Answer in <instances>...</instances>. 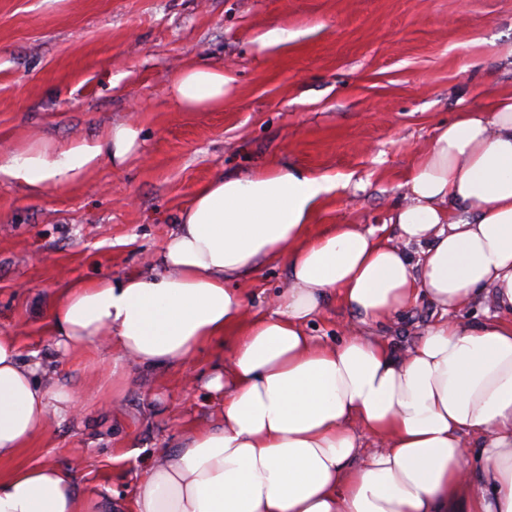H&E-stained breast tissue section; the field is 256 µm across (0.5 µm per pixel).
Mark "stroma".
<instances>
[{
    "label": "stroma",
    "mask_w": 512,
    "mask_h": 512,
    "mask_svg": "<svg viewBox=\"0 0 512 512\" xmlns=\"http://www.w3.org/2000/svg\"><path fill=\"white\" fill-rule=\"evenodd\" d=\"M272 28L296 32L260 51ZM232 77L218 112H187L169 86L190 65ZM512 92V0H0V144L60 147L129 122L140 149L79 185L31 195L0 180V336L50 363L80 417L51 416L0 472L48 463L86 496L130 499L144 459L220 417L203 379L223 345L159 370L106 351H64L46 333L52 296L80 279L160 269L180 209L211 178L289 165L335 182L313 231L383 222L439 126ZM284 261L262 263L244 293L272 311ZM351 319L327 299L307 323L333 344Z\"/></svg>",
    "instance_id": "1"
}]
</instances>
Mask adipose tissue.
<instances>
[{"instance_id":"ef3b65f1","label":"adipose tissue","mask_w":512,"mask_h":512,"mask_svg":"<svg viewBox=\"0 0 512 512\" xmlns=\"http://www.w3.org/2000/svg\"><path fill=\"white\" fill-rule=\"evenodd\" d=\"M232 83L194 65L171 96L189 112L220 109ZM139 137L118 122L54 152L1 149L0 178L34 194L65 189L125 164ZM404 188L387 241L355 224L312 233L326 178L286 166L220 174L178 213L162 272L55 294V345L108 344L144 370L231 338L205 383L223 392V414L146 462L131 502L81 497L70 472L43 464L0 477V512H512V94L439 127ZM274 259L286 260L288 286L274 311L247 317L241 286ZM332 296L356 320L326 344L306 323ZM479 298L492 315L462 317ZM421 299L439 317L410 345L379 337ZM40 369L0 336V460L49 414L79 408ZM362 432L379 441L364 460Z\"/></svg>"}]
</instances>
